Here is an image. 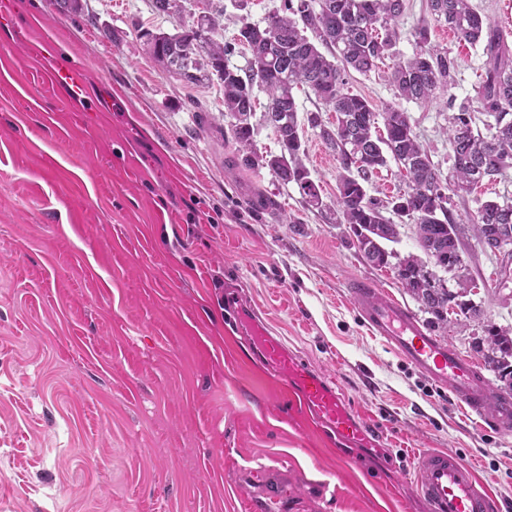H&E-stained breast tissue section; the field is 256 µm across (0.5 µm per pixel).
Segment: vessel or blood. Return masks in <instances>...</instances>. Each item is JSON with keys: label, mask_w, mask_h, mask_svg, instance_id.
Segmentation results:
<instances>
[{"label": "vessel or blood", "mask_w": 512, "mask_h": 512, "mask_svg": "<svg viewBox=\"0 0 512 512\" xmlns=\"http://www.w3.org/2000/svg\"><path fill=\"white\" fill-rule=\"evenodd\" d=\"M356 308L369 330L415 372L448 390L467 416L492 412L504 432L512 431V398L498 394L456 348L425 328L403 305L375 286H350ZM257 360L280 381L291 408L326 429L338 448H370L377 439L356 418L334 382L302 363L261 324H254ZM415 488L426 512H495L497 502L471 467L447 449H429L417 458Z\"/></svg>", "instance_id": "vessel-or-blood-1"}]
</instances>
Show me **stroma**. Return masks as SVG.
<instances>
[{"label": "stroma", "mask_w": 512, "mask_h": 512, "mask_svg": "<svg viewBox=\"0 0 512 512\" xmlns=\"http://www.w3.org/2000/svg\"><path fill=\"white\" fill-rule=\"evenodd\" d=\"M153 0H9L0 19V512H254L265 468L287 512H426L418 453L446 448L512 512V433L466 418L371 335L349 293L382 289L426 321L393 268L361 256L336 221L339 164L305 127L303 162L323 210L295 184L235 163L219 81L188 84L146 53L144 32L191 25ZM217 38L265 26L282 0H209ZM447 94L401 100L392 60L347 87L375 111L396 101L440 170L448 119L473 96L481 46L445 26ZM81 69V91L51 66ZM512 199V171L453 197L471 226L479 202ZM477 300L512 327L501 259L471 245ZM242 300L306 365L332 379L378 435L361 461L278 403L280 384L229 328Z\"/></svg>", "instance_id": "stroma-1"}]
</instances>
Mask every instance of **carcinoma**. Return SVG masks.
Returning <instances> with one entry per match:
<instances>
[{
	"label": "carcinoma",
	"instance_id": "1",
	"mask_svg": "<svg viewBox=\"0 0 512 512\" xmlns=\"http://www.w3.org/2000/svg\"><path fill=\"white\" fill-rule=\"evenodd\" d=\"M428 9L430 17L419 19L411 31L415 52L398 59L390 74L399 98L427 102L448 92V56L430 42L433 21L448 27L457 39L483 46L486 57L471 102L460 105L450 118L452 165L446 176L418 142L410 116L400 104L389 103L379 113L346 88L349 71L367 75L384 59L396 56L397 23L404 0H283L281 10L267 17L265 27L242 23L238 41L251 53L244 72L226 65L235 45L214 39L218 21L210 14L197 17L180 32H147L144 37L149 54L170 76L188 83L218 76L224 86V112L234 119L231 132L243 164L250 169L267 168L284 183H295L304 202L319 210L323 201L301 159V126L293 89L307 87L324 111L336 113L331 126L322 124L316 114L308 122L320 128V137L339 162L336 206L340 223L353 228L367 262L386 266L391 253L385 243L396 241L399 232L384 211L412 219L420 250L435 259L434 267L452 274L457 288L447 287L426 262L414 256L405 259L398 279L409 285L424 312L431 315L429 327L448 331L450 308L481 324L482 344L494 352L484 358V368L511 385L512 327L484 320L482 308L469 298L470 277L462 260L468 251L465 228L454 221L448 204L452 197L470 193L484 180L492 181L512 169V47L472 0H428ZM321 45L328 53L319 49ZM256 86L269 97L266 115L280 145L277 155L252 150L250 118ZM474 111L486 117L481 130L475 127ZM380 120L384 137L376 131ZM390 159L409 163L403 171L409 191L385 203L369 196L364 183ZM473 232L482 248L512 259V203L480 204Z\"/></svg>",
	"mask_w": 512,
	"mask_h": 512
}]
</instances>
